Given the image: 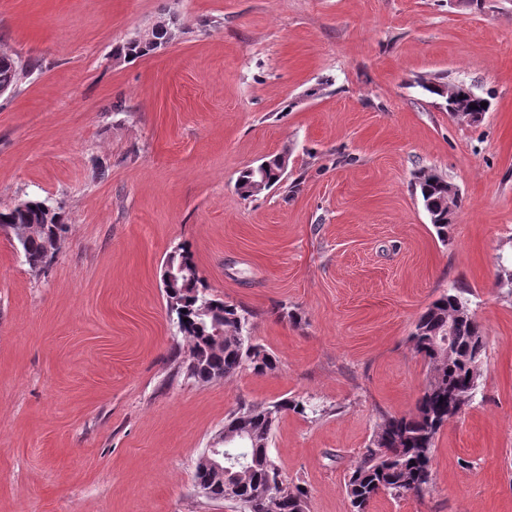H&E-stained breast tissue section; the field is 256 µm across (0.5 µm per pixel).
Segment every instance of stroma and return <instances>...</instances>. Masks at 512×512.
I'll return each instance as SVG.
<instances>
[{
  "mask_svg": "<svg viewBox=\"0 0 512 512\" xmlns=\"http://www.w3.org/2000/svg\"><path fill=\"white\" fill-rule=\"evenodd\" d=\"M176 21L165 50L117 53ZM0 49L34 70L0 97V207L49 200L67 229L31 270L0 230V512H235L194 473L240 401L282 412L269 451L306 512L345 482L429 369L408 338L461 291L485 343L473 402L438 433L419 497L370 512H512V0H0ZM487 98L477 125L422 90ZM284 153L253 197L240 172ZM462 205L441 241L414 182ZM189 245L251 314L274 370L202 383L162 285Z\"/></svg>",
  "mask_w": 512,
  "mask_h": 512,
  "instance_id": "stroma-1",
  "label": "stroma"
}]
</instances>
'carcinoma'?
I'll list each match as a JSON object with an SVG mask.
<instances>
[{"instance_id":"1","label":"carcinoma","mask_w":512,"mask_h":512,"mask_svg":"<svg viewBox=\"0 0 512 512\" xmlns=\"http://www.w3.org/2000/svg\"><path fill=\"white\" fill-rule=\"evenodd\" d=\"M29 68L16 58L0 60V86L16 87ZM421 88L440 101V107L448 113L457 103L459 111L474 114V124L487 112L481 107L483 98L469 96L470 88L463 84L434 80L421 83ZM283 176L279 156H269L240 172L236 190L243 197H251L255 195L253 182L262 178L269 189L279 184ZM418 186L437 236L448 241L455 214L448 213L444 203L451 183L436 173L423 172ZM27 224H37L41 231L18 241V245L28 267L38 271L44 262L47 239L62 238L66 224L46 199L30 200L24 211L0 208V229L14 233ZM166 299L169 313L175 316L178 330L189 344V355L198 360L196 366H186L187 376L211 382L246 368L257 374L276 368V357L248 336L249 313L209 293L201 278L196 276L182 283L179 294H168ZM464 304L466 301L459 294L449 291L419 317L410 343L430 368L429 383L413 413L382 415L373 439L347 476L345 487L353 512H368L371 502L382 492L397 498L418 496L429 486L436 436L448 420L470 404L481 377L482 361L474 358V349L484 343L483 333L474 316L460 314ZM202 307L209 315H198ZM450 323L454 325L455 349L448 358L440 352L438 343ZM218 326L224 328L221 348L211 345V333ZM288 410L303 416L316 413L308 401L284 398L266 406L242 403L229 414L224 431L241 435L237 446L247 456L249 468L243 477L229 475L222 481L208 471L195 469L196 481L210 483L208 499L232 502L239 512H305L307 489L289 486L268 450L273 425L278 415Z\"/></svg>"}]
</instances>
